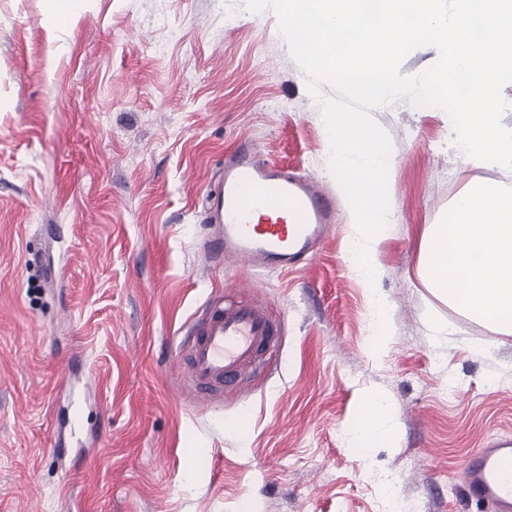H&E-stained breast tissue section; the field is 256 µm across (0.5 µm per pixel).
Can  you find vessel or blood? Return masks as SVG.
Returning a JSON list of instances; mask_svg holds the SVG:
<instances>
[{
  "instance_id": "vessel-or-blood-1",
  "label": "vessel or blood",
  "mask_w": 512,
  "mask_h": 512,
  "mask_svg": "<svg viewBox=\"0 0 512 512\" xmlns=\"http://www.w3.org/2000/svg\"><path fill=\"white\" fill-rule=\"evenodd\" d=\"M206 220L211 228L203 245L207 259L220 264L241 257L251 272L282 273L308 260L335 224L336 210L311 180L264 160L256 142L246 138L224 158V175L208 200ZM274 336L260 306L212 303L193 330L184 363L198 407L210 408L215 391L262 357ZM466 474L470 498L491 512H512V437L478 449Z\"/></svg>"
}]
</instances>
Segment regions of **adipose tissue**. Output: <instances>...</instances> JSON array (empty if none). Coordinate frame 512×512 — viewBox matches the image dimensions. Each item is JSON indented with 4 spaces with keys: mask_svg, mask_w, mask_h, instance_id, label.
<instances>
[{
    "mask_svg": "<svg viewBox=\"0 0 512 512\" xmlns=\"http://www.w3.org/2000/svg\"><path fill=\"white\" fill-rule=\"evenodd\" d=\"M396 436L393 403L385 394H367L359 419L347 432L351 448L363 454L375 445L393 444Z\"/></svg>",
    "mask_w": 512,
    "mask_h": 512,
    "instance_id": "ef3b65f1",
    "label": "adipose tissue"
}]
</instances>
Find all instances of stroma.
Returning <instances> with one entry per match:
<instances>
[{
    "label": "stroma",
    "instance_id": "stroma-1",
    "mask_svg": "<svg viewBox=\"0 0 512 512\" xmlns=\"http://www.w3.org/2000/svg\"><path fill=\"white\" fill-rule=\"evenodd\" d=\"M308 80L277 13L245 0H82L63 27L45 0H0V512H489L465 467L512 437V336L427 288L420 236L503 174L451 153L444 113L373 109L395 161L373 357ZM244 136L336 205L298 271L202 255L205 196ZM216 297L259 302L278 334L202 411L172 339ZM76 366L96 382L72 402ZM369 392L398 433L363 456L345 433Z\"/></svg>",
    "mask_w": 512,
    "mask_h": 512
}]
</instances>
